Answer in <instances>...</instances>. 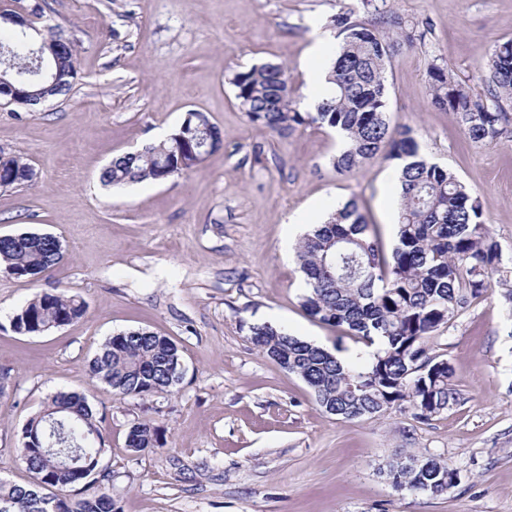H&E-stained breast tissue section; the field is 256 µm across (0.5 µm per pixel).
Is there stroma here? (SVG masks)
Returning a JSON list of instances; mask_svg holds the SVG:
<instances>
[{
  "instance_id": "35a3bbf8",
  "label": "stroma",
  "mask_w": 512,
  "mask_h": 512,
  "mask_svg": "<svg viewBox=\"0 0 512 512\" xmlns=\"http://www.w3.org/2000/svg\"><path fill=\"white\" fill-rule=\"evenodd\" d=\"M47 21L74 39L78 78L31 110L0 104V155L19 156L31 182L0 188V236L49 233L65 249L36 278L0 273V479L30 482L16 448L26 422L59 391L85 393L102 418L112 496L122 512H512V124L472 142L431 101L444 66L472 93L493 47L512 39V0H48ZM350 11L395 47L386 62L391 128H410L428 159L477 196L501 263L489 290L459 309L428 347L448 360L458 400L421 421L393 407L374 417L326 413L296 375L260 353L254 325L270 324L327 349L361 348L300 306L304 275L293 245L308 224L357 201L385 251L398 237L395 163L347 174L327 128L281 137L252 123L231 70L281 63L303 81L310 20ZM428 26L411 42L383 13ZM208 114L222 146L185 175L102 186L118 155L157 142L186 113ZM63 290L84 315L41 335L14 331L36 295ZM146 330L183 350L171 393L121 397L89 362L114 334ZM163 432L140 453L135 420ZM417 453L460 473L447 494L396 491L384 470Z\"/></svg>"
}]
</instances>
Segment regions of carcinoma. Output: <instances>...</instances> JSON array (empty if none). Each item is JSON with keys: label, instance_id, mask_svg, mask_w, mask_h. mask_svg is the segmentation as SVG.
Returning <instances> with one entry per match:
<instances>
[{"label": "carcinoma", "instance_id": "1", "mask_svg": "<svg viewBox=\"0 0 512 512\" xmlns=\"http://www.w3.org/2000/svg\"><path fill=\"white\" fill-rule=\"evenodd\" d=\"M342 40L327 83L330 91L316 112L293 107L292 77L282 64L262 63L234 69L229 83L252 122L286 136L304 124L346 133V147L333 167L350 172L382 159L399 162L401 203L398 244L386 258L376 225L368 223L354 201L336 210L299 241L295 257L305 276L301 307L312 319L343 327L364 349L342 362L333 352L272 325L250 327L259 350L312 390L326 413L343 419L373 417L396 404L409 403L417 419L448 410L457 401L451 367L431 361L426 349L435 332L448 327L469 298H478L499 271L501 252L491 238L477 198L450 171L420 153L405 130L390 131L386 109L385 63L392 44L378 30L351 21V11L330 17ZM46 33L51 47V76L33 60L34 44L24 30L0 25V69L25 92L24 106H38L67 94L78 76L73 40L60 26ZM488 87L471 93L445 67L431 72L432 103L459 115L475 143H493L504 132L512 104V40L495 45L479 66ZM200 138L221 143L218 128L201 111L189 113L159 143L115 157L101 173L105 186L146 180L163 182L200 165L206 154ZM22 158L0 157V187L31 181ZM60 240L37 234L0 237V270L17 278H35L61 262ZM85 305L64 291L43 293L12 318L13 330L41 335L83 316ZM90 373L117 395L142 399L169 393L183 376L179 346L167 336L144 330L107 339L90 362ZM160 445L159 429L133 423L127 446L135 453ZM106 440L86 398L60 392L46 402L22 431L17 459L33 476L21 486L0 480V512H121L112 498L114 475L97 470ZM398 491L442 495L459 474L448 462L409 454L388 465ZM85 489L66 490L82 481Z\"/></svg>", "mask_w": 512, "mask_h": 512}]
</instances>
